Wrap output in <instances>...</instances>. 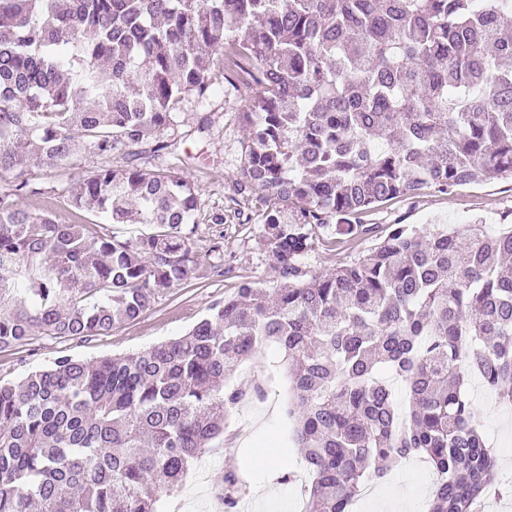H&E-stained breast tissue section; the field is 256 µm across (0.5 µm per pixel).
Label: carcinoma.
<instances>
[{
  "instance_id": "obj_1",
  "label": "carcinoma",
  "mask_w": 512,
  "mask_h": 512,
  "mask_svg": "<svg viewBox=\"0 0 512 512\" xmlns=\"http://www.w3.org/2000/svg\"><path fill=\"white\" fill-rule=\"evenodd\" d=\"M236 68L259 87L239 184L268 202L260 236L285 283L244 281L135 355L0 384V512H158L228 413L265 396L227 381L267 343L288 361L304 512H349L413 456L436 474L428 512H474L498 458L465 384L512 403V227L391 224L333 271L302 259L321 229L365 233L376 204L512 175V0H0V178L38 195L34 163L137 147ZM68 202L151 231L120 240L0 194V351L35 329L103 335L195 278L179 171L100 168ZM222 501L238 507L234 469Z\"/></svg>"
}]
</instances>
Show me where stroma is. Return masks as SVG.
I'll return each mask as SVG.
<instances>
[{
  "mask_svg": "<svg viewBox=\"0 0 512 512\" xmlns=\"http://www.w3.org/2000/svg\"><path fill=\"white\" fill-rule=\"evenodd\" d=\"M255 92V84L243 73L236 88L225 89L201 104L185 103L160 134L167 149L155 150L148 142L132 149L118 148L107 157L87 149L78 155L73 169L33 167V180L43 193L25 199V206L54 212L63 221L73 218L65 188L98 167L181 171L196 189V230L191 248L199 269L189 283L159 295L150 310L110 333L73 338L33 331L22 345L0 351L1 382L19 381L65 355L92 360L148 349L184 334L214 303L233 293L241 281L253 280L269 288L281 285L259 236L265 198L259 191L243 190L238 185L244 138L239 114ZM237 210L248 216V223L234 219ZM476 219L493 229L512 225V176L445 193L428 187L413 198L396 199L370 209L360 217L367 233L353 240L324 239L303 264L318 272L346 265L370 253L391 224H409L422 231L438 223L466 224ZM286 368L282 352L273 344L264 346L254 359L238 368L232 384L249 387L263 383L264 399L245 401L227 417L223 439L213 441L210 451L193 464L176 492L161 494L158 512H224L220 494L224 473L232 467L239 477V512H269L253 493L259 482L272 485L282 512H302L306 492L288 478L289 473L301 471L302 466L292 443L294 421L288 415L290 387ZM467 389L475 420L489 443L499 450L500 471L512 472V406L500 403L488 408L483 399L487 388L477 377L469 378ZM264 451L287 454V465L256 468L254 460ZM372 485L371 495L358 512H376L380 505L388 512H402L410 504L423 506L431 490L427 471L412 459L401 461L383 478L373 479Z\"/></svg>",
  "mask_w": 512,
  "mask_h": 512,
  "instance_id": "1",
  "label": "stroma"
}]
</instances>
